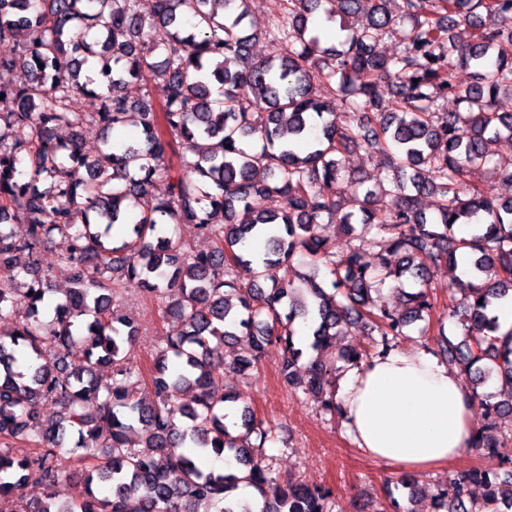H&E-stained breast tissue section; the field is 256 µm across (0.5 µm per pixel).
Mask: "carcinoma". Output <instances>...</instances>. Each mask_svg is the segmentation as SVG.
<instances>
[{"label": "carcinoma", "mask_w": 512, "mask_h": 512, "mask_svg": "<svg viewBox=\"0 0 512 512\" xmlns=\"http://www.w3.org/2000/svg\"><path fill=\"white\" fill-rule=\"evenodd\" d=\"M117 2L0 0V43H20L0 55V70L26 73L18 85H0V105H9L0 111V221L29 224L22 240L0 225V321H12L0 332V440L33 446L22 454L0 448V512L30 482L47 483V492L26 512H254L231 497L241 487L257 492L260 512H330L328 489L278 483L256 460L273 428L246 412L230 418L238 396L213 390L228 365L224 345L245 339L244 354L228 365L243 374L280 346L283 381L338 416L329 391L336 363L371 358L349 329L368 324L381 351L392 349L411 324L430 322L442 263L469 262L472 281L448 288L443 310L462 339L442 325L437 348L483 409L474 447H495L499 419L512 414V328L501 331L496 314L512 300V198L470 185L467 175L490 164L512 183V157L497 151L512 140V0H273L262 26L250 0ZM319 12L345 36L326 42L313 22ZM359 14L364 23L346 24ZM406 21L401 53H382L380 42ZM462 24L472 30L465 44L453 38ZM259 36L272 51L256 61ZM87 65L107 92L81 80ZM458 67L470 70V83L454 81ZM150 81L164 83V101L130 95V84ZM381 81L390 86L386 100ZM83 96L98 98L99 109L81 111ZM448 97L457 111L444 114L438 102ZM130 114L139 138L111 135ZM87 123L104 134L91 159L80 146ZM461 124L471 130L465 140ZM61 126L71 129L67 144L57 140ZM255 135L263 146L251 153L243 143ZM200 138L215 143L201 153ZM359 145L391 168L388 185L346 202L324 195L319 184L344 180L343 158ZM163 180L168 193L159 196ZM425 195L431 216L419 207ZM256 197L279 205L257 211ZM179 224L196 225L210 249L185 250L168 230ZM322 224L369 236L380 250L351 244L338 253ZM458 224L474 229L458 237ZM56 237L73 287L45 324L51 268L41 248ZM19 251L30 258L22 288ZM388 280L410 285L405 309L378 296ZM127 289L171 299L151 402L128 383L137 330L114 303ZM299 321L317 352L305 365ZM76 345L85 361L71 369ZM330 349L334 360L318 355ZM101 365L112 375L96 376ZM493 377L508 385L509 399L482 391ZM73 432L88 461L78 504L56 482L59 451ZM207 451L226 466L199 468ZM95 483L110 494L97 495ZM473 485L483 487L479 500ZM431 512H512V467L448 476Z\"/></svg>", "instance_id": "1"}]
</instances>
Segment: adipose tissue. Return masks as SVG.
<instances>
[{
    "instance_id": "ef3b65f1",
    "label": "adipose tissue",
    "mask_w": 512,
    "mask_h": 512,
    "mask_svg": "<svg viewBox=\"0 0 512 512\" xmlns=\"http://www.w3.org/2000/svg\"><path fill=\"white\" fill-rule=\"evenodd\" d=\"M337 398L356 448L408 474L447 465L474 445L471 392L432 352L394 349L350 367Z\"/></svg>"
}]
</instances>
